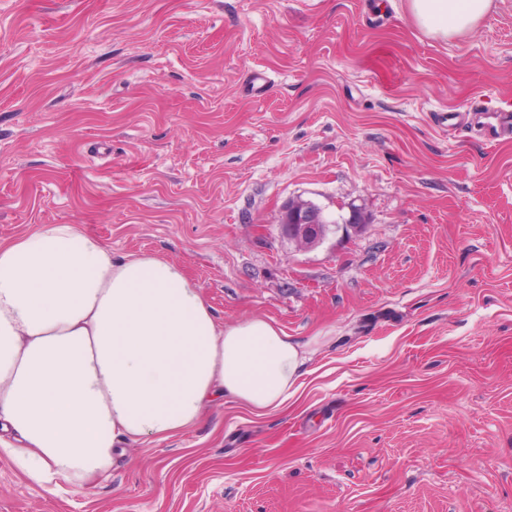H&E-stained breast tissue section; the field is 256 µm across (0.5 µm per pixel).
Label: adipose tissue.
I'll return each mask as SVG.
<instances>
[{"mask_svg": "<svg viewBox=\"0 0 512 512\" xmlns=\"http://www.w3.org/2000/svg\"><path fill=\"white\" fill-rule=\"evenodd\" d=\"M491 0H409L443 36L474 29ZM301 342L255 317L222 324L166 258L113 256L76 224L0 240L1 450L40 484L91 487L125 446L194 426L217 400L287 412Z\"/></svg>", "mask_w": 512, "mask_h": 512, "instance_id": "ef3b65f1", "label": "adipose tissue"}]
</instances>
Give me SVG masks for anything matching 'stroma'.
<instances>
[{
  "label": "stroma",
  "mask_w": 512,
  "mask_h": 512,
  "mask_svg": "<svg viewBox=\"0 0 512 512\" xmlns=\"http://www.w3.org/2000/svg\"><path fill=\"white\" fill-rule=\"evenodd\" d=\"M470 102L512 106V0L448 38L408 0H0V240L81 225L308 352L288 414L215 405L95 487L1 455L0 512H512V138L439 124ZM326 223L322 209L306 200H290L281 210L279 224L282 233L305 247H315L321 243L326 233Z\"/></svg>",
  "instance_id": "obj_1"
}]
</instances>
